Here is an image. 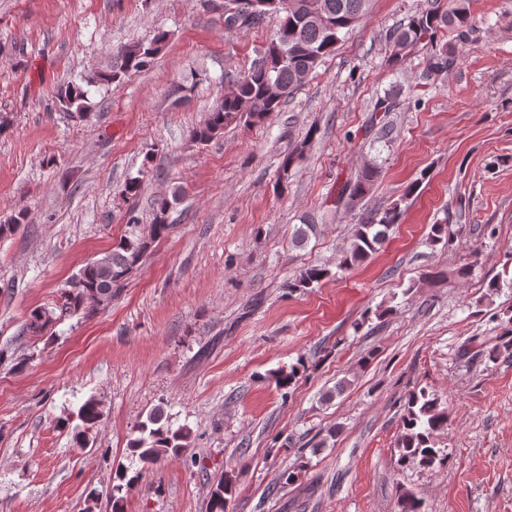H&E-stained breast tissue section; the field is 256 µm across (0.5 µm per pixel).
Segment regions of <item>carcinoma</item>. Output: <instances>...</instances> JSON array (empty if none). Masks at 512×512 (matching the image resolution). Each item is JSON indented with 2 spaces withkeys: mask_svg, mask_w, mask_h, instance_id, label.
<instances>
[{
  "mask_svg": "<svg viewBox=\"0 0 512 512\" xmlns=\"http://www.w3.org/2000/svg\"><path fill=\"white\" fill-rule=\"evenodd\" d=\"M368 0H224V8L236 6L248 9L254 19L247 26L258 25L266 15H283L279 29L244 75L233 80L235 93L224 97L209 113L207 119L193 128L191 140L199 145L220 137L229 125L261 126L269 116L279 112L298 88L317 69L323 58L331 54L343 31L352 27L364 15ZM475 27L471 0H428L424 10L408 17L407 22L386 34L393 67L400 66L422 44L432 45L439 32L447 30L451 43L444 44L429 58L422 78L447 75L458 62L457 46L468 41ZM168 42V32L161 30L148 43L133 42L116 52L112 69L91 73L84 78L86 85L109 84L120 81L132 72L151 68L156 57ZM57 111L67 119L81 122L89 115L88 91L77 83L60 86L55 94ZM398 95L386 93L377 98L370 109L368 128L372 142L384 147L390 145L389 115L395 110ZM311 127L306 136L294 142L281 157L278 167V186L284 188L295 166L305 157L316 135ZM384 162L376 156L368 160L354 175L348 177L336 194V207L354 209L373 190L382 178ZM172 202L166 196L153 204V220L146 233L132 234L119 240L112 251L88 262L72 279L70 288L53 307L33 309L26 322V332L42 337L55 323L82 314L89 316L112 303L113 297L124 287L130 274L138 267L152 243L171 229L168 223ZM402 216L400 204L382 211L362 214L351 235L350 248L344 253L342 265L350 267L366 260L382 244L391 228ZM314 219H303L293 235L294 246L302 248L310 234L316 231ZM328 276V270L310 266L288 282V288H313ZM490 361L503 356L512 357V338L483 351ZM78 417L90 429L102 417L99 403L90 398L79 409ZM448 422V411L440 408L437 398L424 390L413 391L405 402L398 438L397 464L429 467L439 458L435 436ZM190 431L172 429L163 421V412L156 409L136 429L128 442L132 457L146 466L169 457H177L189 448ZM230 480L218 479L208 500L209 512H224L228 496L233 494ZM399 512H420L421 502L405 490L398 498Z\"/></svg>",
  "mask_w": 512,
  "mask_h": 512,
  "instance_id": "1",
  "label": "carcinoma"
}]
</instances>
